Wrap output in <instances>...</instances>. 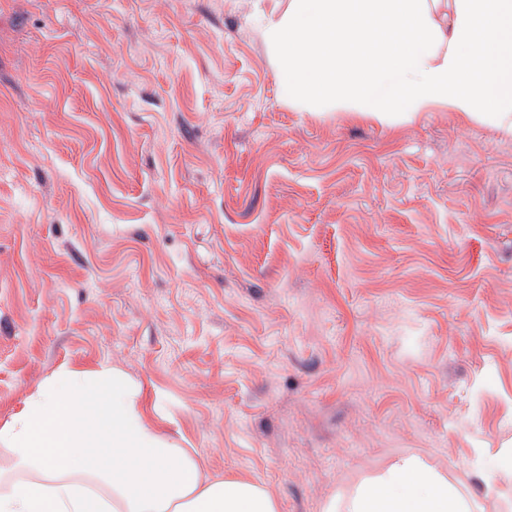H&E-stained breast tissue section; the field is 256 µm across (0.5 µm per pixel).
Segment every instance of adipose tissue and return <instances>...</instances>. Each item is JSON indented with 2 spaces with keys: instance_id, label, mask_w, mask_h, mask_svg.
<instances>
[{
  "instance_id": "ef3b65f1",
  "label": "adipose tissue",
  "mask_w": 512,
  "mask_h": 512,
  "mask_svg": "<svg viewBox=\"0 0 512 512\" xmlns=\"http://www.w3.org/2000/svg\"><path fill=\"white\" fill-rule=\"evenodd\" d=\"M279 94L302 112L385 122L445 106L512 135V0H275L258 28ZM0 512H278L263 486L214 475L106 364H66L0 423ZM322 512H473L405 455Z\"/></svg>"
}]
</instances>
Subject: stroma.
Wrapping results in <instances>:
<instances>
[{
  "instance_id": "35a3bbf8",
  "label": "stroma",
  "mask_w": 512,
  "mask_h": 512,
  "mask_svg": "<svg viewBox=\"0 0 512 512\" xmlns=\"http://www.w3.org/2000/svg\"><path fill=\"white\" fill-rule=\"evenodd\" d=\"M270 6L0 0V420L106 363L281 512L407 453L512 512V137L292 110Z\"/></svg>"
}]
</instances>
